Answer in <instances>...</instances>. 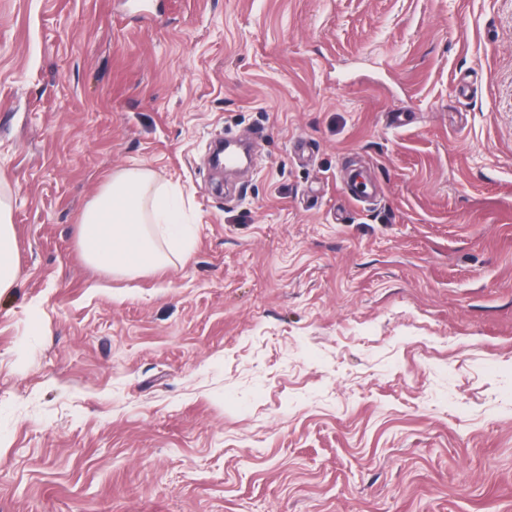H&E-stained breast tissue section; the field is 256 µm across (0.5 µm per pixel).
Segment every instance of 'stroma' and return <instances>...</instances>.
Returning a JSON list of instances; mask_svg holds the SVG:
<instances>
[{"instance_id": "35a3bbf8", "label": "stroma", "mask_w": 512, "mask_h": 512, "mask_svg": "<svg viewBox=\"0 0 512 512\" xmlns=\"http://www.w3.org/2000/svg\"><path fill=\"white\" fill-rule=\"evenodd\" d=\"M0 192V512H512V0H0ZM171 192L140 166L112 173L79 217L83 258L121 276L172 264L186 248L187 225L165 209ZM12 202L0 194V294L13 288L16 278L15 229L11 221Z\"/></svg>"}]
</instances>
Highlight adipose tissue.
I'll list each match as a JSON object with an SVG mask.
<instances>
[{"instance_id":"adipose-tissue-1","label":"adipose tissue","mask_w":512,"mask_h":512,"mask_svg":"<svg viewBox=\"0 0 512 512\" xmlns=\"http://www.w3.org/2000/svg\"><path fill=\"white\" fill-rule=\"evenodd\" d=\"M171 193L154 172L130 166L112 173L79 217L83 258L112 274L133 276L172 264L185 248L187 227L166 210ZM12 202L0 194V293L16 278Z\"/></svg>"}]
</instances>
